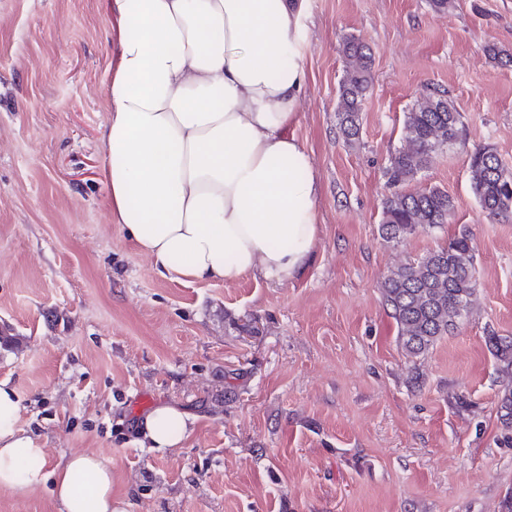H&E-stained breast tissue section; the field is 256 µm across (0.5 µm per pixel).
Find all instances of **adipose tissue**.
Returning <instances> with one entry per match:
<instances>
[{
	"mask_svg": "<svg viewBox=\"0 0 512 512\" xmlns=\"http://www.w3.org/2000/svg\"><path fill=\"white\" fill-rule=\"evenodd\" d=\"M114 55L103 128L109 219L181 282L284 284L320 233L316 173L294 135L304 65V0H106ZM17 390L0 381V490L48 489L56 512H117L97 454L49 466L18 426ZM155 448L178 447L187 416L144 420Z\"/></svg>",
	"mask_w": 512,
	"mask_h": 512,
	"instance_id": "adipose-tissue-1",
	"label": "adipose tissue"
}]
</instances>
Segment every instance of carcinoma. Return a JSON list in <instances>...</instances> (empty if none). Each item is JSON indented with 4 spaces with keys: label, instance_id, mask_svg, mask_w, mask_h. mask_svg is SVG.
<instances>
[{
    "label": "carcinoma",
    "instance_id": "1",
    "mask_svg": "<svg viewBox=\"0 0 512 512\" xmlns=\"http://www.w3.org/2000/svg\"><path fill=\"white\" fill-rule=\"evenodd\" d=\"M342 52L348 66L339 90L337 119L342 135L351 142L361 131L363 100L372 81V55L355 38L343 43ZM462 128L461 114L437 91L422 96L406 113V145L391 155L385 170L389 193L383 200L380 224L385 241L397 243L421 229L448 223L454 211L448 192L435 187L409 192L404 186L426 167L434 152L454 145L466 147ZM469 182L488 216L512 214V168L492 149L473 151ZM476 285L475 255L465 234L388 271L382 282V300L407 357L426 355L457 327L468 312ZM489 342L502 371H511L512 340L492 336Z\"/></svg>",
    "mask_w": 512,
    "mask_h": 512
}]
</instances>
